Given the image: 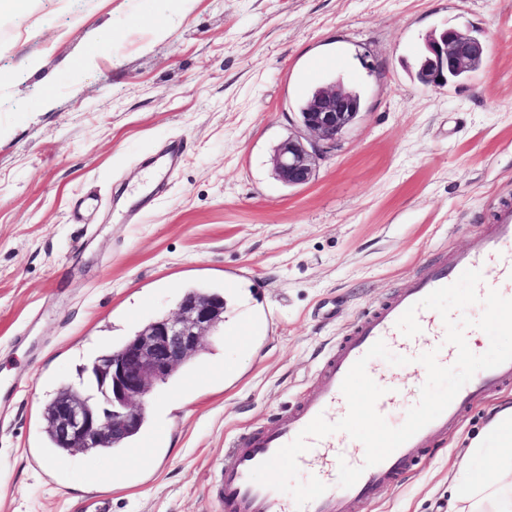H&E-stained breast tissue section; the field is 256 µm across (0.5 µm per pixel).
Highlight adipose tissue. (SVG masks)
Segmentation results:
<instances>
[{"mask_svg":"<svg viewBox=\"0 0 512 512\" xmlns=\"http://www.w3.org/2000/svg\"><path fill=\"white\" fill-rule=\"evenodd\" d=\"M471 460L455 479L449 512H512V490L490 483L476 460L492 457L499 470L512 472V405L492 408L481 438L470 447Z\"/></svg>","mask_w":512,"mask_h":512,"instance_id":"1","label":"adipose tissue"}]
</instances>
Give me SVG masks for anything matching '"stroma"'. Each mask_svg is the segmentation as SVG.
Wrapping results in <instances>:
<instances>
[{
	"label": "stroma",
	"mask_w": 512,
	"mask_h": 512,
	"mask_svg": "<svg viewBox=\"0 0 512 512\" xmlns=\"http://www.w3.org/2000/svg\"><path fill=\"white\" fill-rule=\"evenodd\" d=\"M447 28L481 34L487 57L423 87L425 41ZM0 72V512H222L235 437L314 395L358 318L512 203V0H31L0 19ZM333 81L362 111L311 183L284 185L274 149ZM178 138L181 165L128 223L159 177L147 158ZM190 286L224 295L248 344L219 328L156 386L148 463L50 451L57 387ZM224 363L236 379L186 387ZM511 403L512 388L473 403L364 512H448L489 408Z\"/></svg>",
	"instance_id": "stroma-1"
}]
</instances>
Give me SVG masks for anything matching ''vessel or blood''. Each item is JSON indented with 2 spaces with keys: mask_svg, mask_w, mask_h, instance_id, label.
<instances>
[{
  "mask_svg": "<svg viewBox=\"0 0 512 512\" xmlns=\"http://www.w3.org/2000/svg\"><path fill=\"white\" fill-rule=\"evenodd\" d=\"M468 269L479 270L482 274L477 288L479 295H486L494 289L503 297L512 299V204L500 205L484 233L473 238L465 249L446 257H434L425 274L415 277L407 288L361 317L326 359L313 397L284 410L271 425L242 433L234 439L224 459L218 484L224 512H359L380 487L395 480L413 462L421 448L426 447L429 437H447L449 425L460 417L466 407L512 384V361L480 371L438 418L398 447L386 460L368 468L363 465L364 447L352 442L346 433L309 439L308 451L298 458L299 470L305 476L319 478L328 489L304 508H297L291 495L249 478L255 466L290 443L317 415H324L332 423L346 415L348 406L341 392L342 381L355 361L376 341H384L389 350L412 358L433 348L438 352L437 360L441 365L453 362L457 349L446 343V329L436 311H418L421 331L411 338L397 329L396 321L411 305L433 290L454 283ZM381 385L385 393L377 401L376 409L385 415L401 396V380L393 375L383 379ZM342 460L364 469L356 484L349 488L338 484V463Z\"/></svg>",
  "mask_w": 512,
  "mask_h": 512,
  "instance_id": "b4317fda",
  "label": "vessel or blood"
}]
</instances>
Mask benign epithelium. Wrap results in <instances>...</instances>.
Returning a JSON list of instances; mask_svg holds the SVG:
<instances>
[{
  "label": "benign epithelium",
  "instance_id": "benign-epithelium-1",
  "mask_svg": "<svg viewBox=\"0 0 512 512\" xmlns=\"http://www.w3.org/2000/svg\"><path fill=\"white\" fill-rule=\"evenodd\" d=\"M487 51V44L469 31L449 28L433 34L425 43L418 80L426 88L445 86L448 74L466 76ZM361 109L359 94L340 83L316 89L299 112L301 133L274 152L277 178L291 187L312 182L319 160L336 147ZM223 315L224 303L217 298L186 294L174 313L150 321L120 351L95 362L89 376L97 388L96 403L83 396L55 403L58 440L86 453L104 443H120L137 431L154 386L204 349V337L215 332Z\"/></svg>",
  "mask_w": 512,
  "mask_h": 512
}]
</instances>
